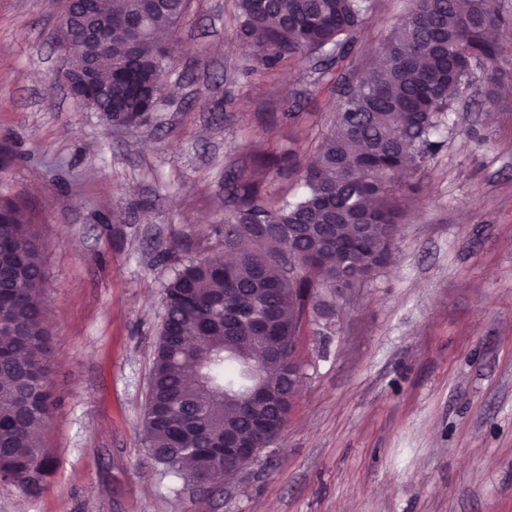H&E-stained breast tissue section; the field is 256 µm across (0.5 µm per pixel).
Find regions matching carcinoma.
Returning a JSON list of instances; mask_svg holds the SVG:
<instances>
[{
  "mask_svg": "<svg viewBox=\"0 0 512 512\" xmlns=\"http://www.w3.org/2000/svg\"><path fill=\"white\" fill-rule=\"evenodd\" d=\"M189 0H97L112 17V42L77 40L62 70L112 61V98L87 96L112 124L139 127L166 88L177 25ZM235 38L254 45L264 69L334 47L325 68L343 60L341 37L365 20L368 0H237ZM512 17L495 0H413L396 20L367 80L340 92L315 160L263 162L296 176L303 193L267 206L259 188L234 183L235 209L216 233L224 249L188 257L162 292L163 317L143 417L154 463L200 485L224 470V434L258 423L224 392L249 383L242 353L261 339L263 322L276 356L263 362L271 392L293 364V336L309 308L327 310L322 291L344 298L392 257L399 202L440 150L437 133L477 70L486 97L512 79L499 66L496 32ZM48 282L39 236L25 207L0 196V483L25 493L44 488L50 457L40 434L53 412Z\"/></svg>",
  "mask_w": 512,
  "mask_h": 512,
  "instance_id": "obj_1",
  "label": "carcinoma"
}]
</instances>
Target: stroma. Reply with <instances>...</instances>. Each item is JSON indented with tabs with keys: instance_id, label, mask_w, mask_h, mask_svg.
<instances>
[{
	"instance_id": "35a3bbf8",
	"label": "stroma",
	"mask_w": 512,
	"mask_h": 512,
	"mask_svg": "<svg viewBox=\"0 0 512 512\" xmlns=\"http://www.w3.org/2000/svg\"><path fill=\"white\" fill-rule=\"evenodd\" d=\"M237 0H190L148 125L126 129L54 79L61 0H0V193L43 244L56 400L31 495L0 484V512H512V93L483 72L448 115L441 150L403 204L393 258L309 314L301 382L280 437L220 487L165 474L142 418L179 259L223 248L226 174L265 202L331 124L333 79L368 71L410 0H370L326 77L316 56L270 73L236 45Z\"/></svg>"
}]
</instances>
